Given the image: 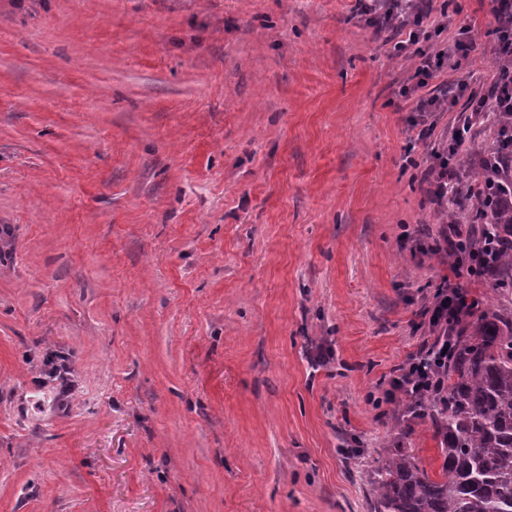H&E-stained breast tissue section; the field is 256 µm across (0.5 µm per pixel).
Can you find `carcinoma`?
<instances>
[{
    "label": "carcinoma",
    "instance_id": "1",
    "mask_svg": "<svg viewBox=\"0 0 512 512\" xmlns=\"http://www.w3.org/2000/svg\"><path fill=\"white\" fill-rule=\"evenodd\" d=\"M500 175L483 171L459 180L448 223L462 214L480 225L474 250L494 292L458 330L448 365L438 370L442 393L417 416L430 419L441 468L432 477L406 448L378 460L370 474L376 512H512V112L495 137Z\"/></svg>",
    "mask_w": 512,
    "mask_h": 512
}]
</instances>
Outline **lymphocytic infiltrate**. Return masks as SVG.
<instances>
[{"label": "lymphocytic infiltrate", "mask_w": 512, "mask_h": 512, "mask_svg": "<svg viewBox=\"0 0 512 512\" xmlns=\"http://www.w3.org/2000/svg\"><path fill=\"white\" fill-rule=\"evenodd\" d=\"M360 14L376 19L380 28L394 32H407V47L412 48L418 64L414 73L416 82L413 87L405 89L402 97L407 107L413 112H442L455 105L460 97H467L469 105L458 116L455 130L470 132L474 125L495 126L498 124L503 110L512 109V87L506 83L492 82L485 94L470 92L467 82L460 81L453 85H443L437 91H429L428 81L439 70L444 61L466 56L470 40L454 39L442 51H435L430 45L433 34L443 29L439 19L433 18L431 6L414 10L413 0H356ZM433 127L421 130V137L430 141L428 155L432 160L423 173L424 180L436 186V203L439 207H447L448 192L453 189L459 178L456 167L444 165L441 159L442 141L433 140ZM465 235L460 225H449L446 231L440 232L434 239L432 247L451 259L448 280L439 286L424 314L430 327L436 332L435 341L410 355L404 364L399 366L398 373L390 381L387 391L388 398H396L397 394L414 392L415 388L436 380L439 367L445 366L448 355L453 349V338L449 331L460 328L470 317V303L462 297L461 283L472 276L473 271L458 254L453 246L464 240Z\"/></svg>", "instance_id": "lymphocytic-infiltrate-1"}]
</instances>
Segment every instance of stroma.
<instances>
[{
    "label": "stroma",
    "mask_w": 512,
    "mask_h": 512,
    "mask_svg": "<svg viewBox=\"0 0 512 512\" xmlns=\"http://www.w3.org/2000/svg\"><path fill=\"white\" fill-rule=\"evenodd\" d=\"M356 0H0V512H372L448 273ZM494 79L490 0H433ZM327 362L311 358L317 346ZM359 449L350 459L345 449Z\"/></svg>",
    "instance_id": "35a3bbf8"
}]
</instances>
